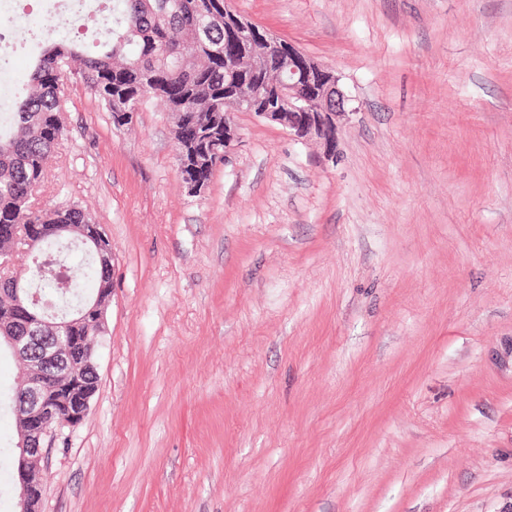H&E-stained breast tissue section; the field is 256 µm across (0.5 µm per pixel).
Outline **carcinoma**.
Segmentation results:
<instances>
[{
    "label": "carcinoma",
    "instance_id": "1",
    "mask_svg": "<svg viewBox=\"0 0 512 512\" xmlns=\"http://www.w3.org/2000/svg\"><path fill=\"white\" fill-rule=\"evenodd\" d=\"M209 0H112V25L103 26L99 50L86 54L77 45H49L31 76L18 111L0 115V225L27 226L91 223L74 204L53 209L32 206L34 187L43 182L64 136L63 90L43 79L47 68L70 70L83 79L94 97L110 113L114 97L128 100L127 110L146 100L161 101L177 124L224 127V97L230 84L246 85L260 93L288 82V70L255 67L240 54L228 65L214 53L224 44V17L204 21ZM56 254L50 244L30 264L28 275L37 282L34 306L68 311L67 299L56 282L41 274L39 261ZM94 251L63 252L70 279L69 296L90 308L99 289L112 287V274H101ZM72 330L85 336L94 349L97 339L93 314L74 322Z\"/></svg>",
    "mask_w": 512,
    "mask_h": 512
}]
</instances>
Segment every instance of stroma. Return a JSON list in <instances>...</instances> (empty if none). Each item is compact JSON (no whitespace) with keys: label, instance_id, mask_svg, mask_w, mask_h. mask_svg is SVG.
I'll list each match as a JSON object with an SVG mask.
<instances>
[{"label":"stroma","instance_id":"1","mask_svg":"<svg viewBox=\"0 0 512 512\" xmlns=\"http://www.w3.org/2000/svg\"><path fill=\"white\" fill-rule=\"evenodd\" d=\"M231 6L339 76L336 155L239 112L194 195L162 105L119 128L68 76L38 201L100 224L112 297L42 512H512V0ZM50 17L0 13L9 105L94 40ZM20 375L1 352L5 444Z\"/></svg>","mask_w":512,"mask_h":512}]
</instances>
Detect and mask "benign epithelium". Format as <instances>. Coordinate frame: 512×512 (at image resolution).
I'll use <instances>...</instances> for the list:
<instances>
[{"label": "benign epithelium", "instance_id": "obj_1", "mask_svg": "<svg viewBox=\"0 0 512 512\" xmlns=\"http://www.w3.org/2000/svg\"><path fill=\"white\" fill-rule=\"evenodd\" d=\"M231 39L242 45H263L259 59L274 61L288 69V88L279 92V105L255 116L286 130L302 140L317 139L321 145L336 140L339 121L347 113L349 98L339 84V77L316 62L293 44L262 31L245 17L224 16ZM259 97L256 91H245L228 103L224 112V140L214 139L212 152L234 150L240 138L231 119L236 112H251ZM32 250L27 240L19 246L9 263L0 264V285L10 282L15 293L25 272V256ZM4 320L19 323L22 331L4 336L6 347L18 358L32 360L25 381L14 393V410L21 420L17 470V512H39L42 485L33 480L27 464L45 458V441L51 434L77 426L86 416L97 387L87 383L84 369L95 368L94 355L85 353L82 339L72 335V321L57 320V315L37 314L23 304L6 313ZM64 358L69 380L61 382L49 364Z\"/></svg>", "mask_w": 512, "mask_h": 512}]
</instances>
